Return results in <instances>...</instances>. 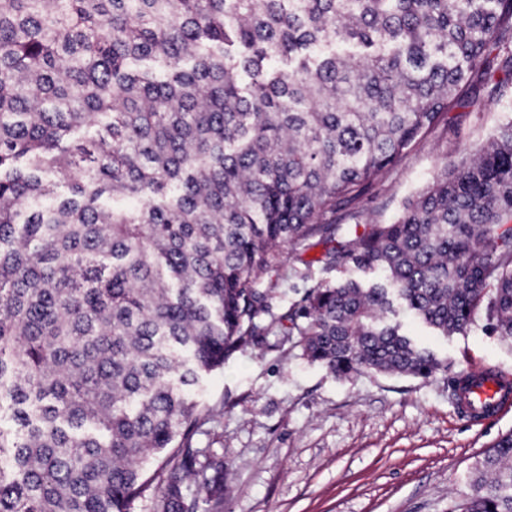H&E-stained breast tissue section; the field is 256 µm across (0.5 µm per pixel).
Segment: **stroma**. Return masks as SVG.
<instances>
[{
    "label": "stroma",
    "instance_id": "1",
    "mask_svg": "<svg viewBox=\"0 0 512 512\" xmlns=\"http://www.w3.org/2000/svg\"><path fill=\"white\" fill-rule=\"evenodd\" d=\"M510 118L512 98L449 112L447 128L426 135L387 174L379 221L458 160L460 147H480ZM399 319L447 372L426 381L339 378L294 345L259 344L204 379L197 398L214 418L196 445L224 459L223 512H451L475 462L512 430V411L468 423L448 376L479 365L512 372V340L478 325L445 338L408 314Z\"/></svg>",
    "mask_w": 512,
    "mask_h": 512
}]
</instances>
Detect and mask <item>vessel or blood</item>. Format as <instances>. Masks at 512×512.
Masks as SVG:
<instances>
[{"label":"vessel or blood","mask_w":512,"mask_h":512,"mask_svg":"<svg viewBox=\"0 0 512 512\" xmlns=\"http://www.w3.org/2000/svg\"><path fill=\"white\" fill-rule=\"evenodd\" d=\"M458 380L460 407L471 423L484 422L512 408V374L498 371L489 377L472 367L459 373Z\"/></svg>","instance_id":"vessel-or-blood-1"}]
</instances>
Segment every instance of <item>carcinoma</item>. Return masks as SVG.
Masks as SVG:
<instances>
[{"label":"carcinoma","instance_id":"1","mask_svg":"<svg viewBox=\"0 0 512 512\" xmlns=\"http://www.w3.org/2000/svg\"><path fill=\"white\" fill-rule=\"evenodd\" d=\"M512 97V0H0V512L224 508L202 374L280 333L337 377L512 338V120L388 223L455 107ZM321 246L289 306L268 276ZM353 269L377 270L362 282ZM459 512H512V431Z\"/></svg>","mask_w":512,"mask_h":512}]
</instances>
